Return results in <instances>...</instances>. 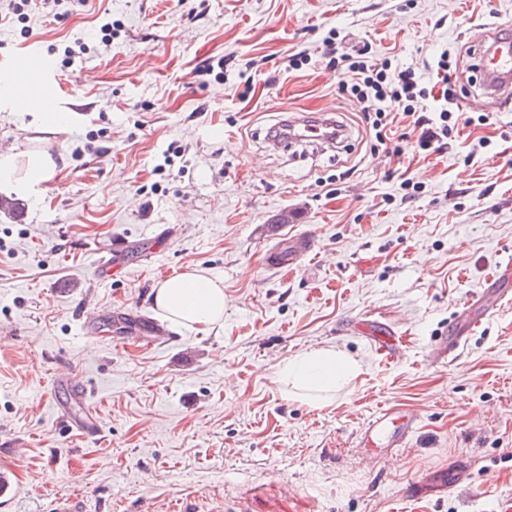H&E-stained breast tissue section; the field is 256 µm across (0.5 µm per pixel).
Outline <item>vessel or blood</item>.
Masks as SVG:
<instances>
[{"label":"vessel or blood","mask_w":512,"mask_h":512,"mask_svg":"<svg viewBox=\"0 0 512 512\" xmlns=\"http://www.w3.org/2000/svg\"><path fill=\"white\" fill-rule=\"evenodd\" d=\"M477 67L482 78V95L493 104L512 100V34L500 26L490 27L480 42ZM53 64L37 49L27 53L0 68V81L5 85H20L26 82L41 83L46 102H53L57 95V85L52 77ZM288 128V140L301 142L312 138L321 139L328 145L338 142L334 135L337 125L335 117L314 118L300 112L288 114L283 120ZM512 303V291L505 288L487 286L477 299L478 315L468 320L464 328H450L447 337L436 345V353L455 354L466 334L479 327L483 320L496 313L503 306ZM55 385L67 386L73 396L75 408L67 418L72 430L87 436L98 433L94 410L89 402L86 386L78 380L73 371L58 370L54 376ZM417 427L416 417L409 411L388 408L374 414L357 436L359 447L375 450L380 446L399 448Z\"/></svg>","instance_id":"b4317fda"}]
</instances>
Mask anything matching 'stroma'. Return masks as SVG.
<instances>
[{"label": "stroma", "mask_w": 512, "mask_h": 512, "mask_svg": "<svg viewBox=\"0 0 512 512\" xmlns=\"http://www.w3.org/2000/svg\"><path fill=\"white\" fill-rule=\"evenodd\" d=\"M493 24L512 26V0H30L0 24V65L38 46L67 115L47 127L0 94V153L57 163L37 195L0 192L16 203L0 212V466L23 488L0 512L70 498L82 512H512V306L452 365L430 357L512 259V102L464 110L458 136L425 150L401 117L379 146L324 46L422 77L444 53L474 88L473 40ZM290 112L335 113L349 138L273 148ZM300 233L319 253L270 267ZM109 255L121 270L98 281ZM193 269L223 279V322L142 341L156 286ZM87 296L133 321L84 332ZM362 320L402 336L403 359L380 357ZM327 347L359 374L326 406L290 397L279 364ZM64 366L99 436L59 419ZM389 407L417 429L368 454L358 431ZM454 461L467 480L409 497Z\"/></svg>", "instance_id": "obj_1"}]
</instances>
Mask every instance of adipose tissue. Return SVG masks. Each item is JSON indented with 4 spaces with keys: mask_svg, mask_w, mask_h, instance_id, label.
Segmentation results:
<instances>
[{
    "mask_svg": "<svg viewBox=\"0 0 512 512\" xmlns=\"http://www.w3.org/2000/svg\"><path fill=\"white\" fill-rule=\"evenodd\" d=\"M56 166L52 155L44 152L29 154L22 163L15 155H0V185L18 194H31L52 178ZM154 303L175 324L189 328L216 325L224 319V284L202 271H188L159 283ZM357 373V363L333 348L304 352L284 361L279 369L295 396L313 406L325 405L337 386Z\"/></svg>",
    "mask_w": 512,
    "mask_h": 512,
    "instance_id": "obj_1",
    "label": "adipose tissue"
}]
</instances>
